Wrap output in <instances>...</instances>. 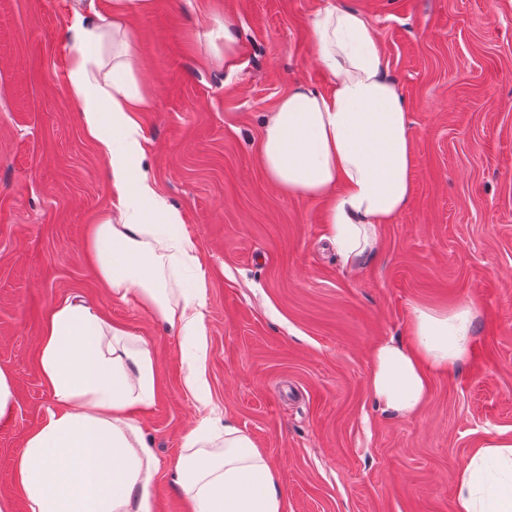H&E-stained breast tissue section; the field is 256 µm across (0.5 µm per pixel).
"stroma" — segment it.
Segmentation results:
<instances>
[{"instance_id": "stroma-1", "label": "stroma", "mask_w": 512, "mask_h": 512, "mask_svg": "<svg viewBox=\"0 0 512 512\" xmlns=\"http://www.w3.org/2000/svg\"><path fill=\"white\" fill-rule=\"evenodd\" d=\"M324 0H144L130 15L138 119L161 191L203 257L205 376L187 390L188 345L135 300H114L87 258L111 197L105 161L71 112L68 0H0V502L28 512L13 460L54 406L39 341L79 297L146 340L156 400L139 419L158 461L155 512H191L171 473L203 419L245 430L288 512H453L458 469L512 436V0H335L371 21L409 113L413 194L378 253L342 266L324 205L282 195L255 153L288 88L327 90L309 35ZM230 18L239 57L203 39ZM474 304L473 348L434 376L410 418L381 413L374 345L403 340L410 308Z\"/></svg>"}]
</instances>
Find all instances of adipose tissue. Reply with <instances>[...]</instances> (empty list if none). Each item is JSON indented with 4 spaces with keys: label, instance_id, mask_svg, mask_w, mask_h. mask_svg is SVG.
<instances>
[{
    "label": "adipose tissue",
    "instance_id": "obj_1",
    "mask_svg": "<svg viewBox=\"0 0 512 512\" xmlns=\"http://www.w3.org/2000/svg\"><path fill=\"white\" fill-rule=\"evenodd\" d=\"M139 0L69 7L68 96L86 136L107 162L111 206L92 225L88 256L113 298H136L191 343L186 385L206 402L202 257L182 231L184 214L145 165L138 113L150 98L137 77L128 16ZM328 90L289 88L264 119L260 166L280 193L323 201L325 236L345 267L379 247L412 193V138L400 89L385 70L365 14L333 4L311 20ZM473 304H413L405 341L383 340L368 387L378 408L406 418L424 406L430 377L463 365L475 332ZM40 367L55 407L14 461L28 512H153L156 457L136 417L155 400L154 361L144 340L106 326L101 312L68 299L54 305L40 340ZM192 432L172 482L192 512H287L275 471L250 435L224 427V447ZM454 512H512V438L474 449L460 467Z\"/></svg>",
    "mask_w": 512,
    "mask_h": 512
}]
</instances>
